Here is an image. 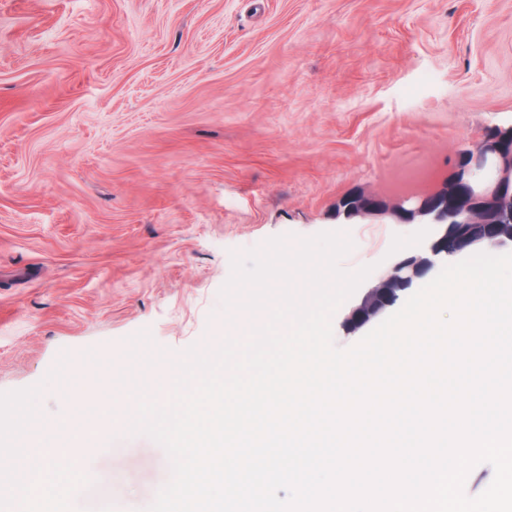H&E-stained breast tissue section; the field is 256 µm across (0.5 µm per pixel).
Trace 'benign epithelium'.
<instances>
[{"label":"benign epithelium","instance_id":"obj_1","mask_svg":"<svg viewBox=\"0 0 512 512\" xmlns=\"http://www.w3.org/2000/svg\"><path fill=\"white\" fill-rule=\"evenodd\" d=\"M454 175L461 192L451 206H438L427 195L413 208L400 206L392 211L400 220L423 217L443 229L429 253L397 262L391 273L370 289L348 316L350 326L366 324L393 304L398 292L440 256L463 255L482 245L512 246V126L486 133L476 149L463 151ZM341 208L347 219L385 214L379 206L343 204Z\"/></svg>","mask_w":512,"mask_h":512}]
</instances>
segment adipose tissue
<instances>
[{"label": "adipose tissue", "mask_w": 512, "mask_h": 512, "mask_svg": "<svg viewBox=\"0 0 512 512\" xmlns=\"http://www.w3.org/2000/svg\"><path fill=\"white\" fill-rule=\"evenodd\" d=\"M10 437L12 455L24 458L23 463L11 467L6 482L12 498L23 501L36 493L44 499L54 500L67 495L71 488L68 475L55 467L53 449L33 447L27 419H18L13 424Z\"/></svg>", "instance_id": "adipose-tissue-1"}]
</instances>
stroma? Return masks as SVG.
Listing matches in <instances>:
<instances>
[{"mask_svg":"<svg viewBox=\"0 0 512 512\" xmlns=\"http://www.w3.org/2000/svg\"><path fill=\"white\" fill-rule=\"evenodd\" d=\"M511 125L512 0H0V440L31 414L53 445L140 332L162 364L215 344L231 252L272 237L348 233L357 343L351 309L440 227L342 201L440 190ZM84 470L111 512L171 476L117 411Z\"/></svg>","mask_w":512,"mask_h":512,"instance_id":"obj_1","label":"stroma"}]
</instances>
